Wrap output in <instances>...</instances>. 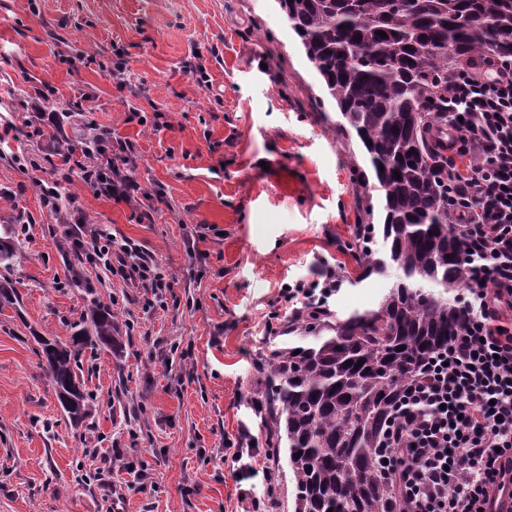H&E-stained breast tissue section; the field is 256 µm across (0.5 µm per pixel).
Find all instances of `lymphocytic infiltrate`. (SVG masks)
Segmentation results:
<instances>
[{"label": "lymphocytic infiltrate", "mask_w": 512, "mask_h": 512, "mask_svg": "<svg viewBox=\"0 0 512 512\" xmlns=\"http://www.w3.org/2000/svg\"><path fill=\"white\" fill-rule=\"evenodd\" d=\"M95 194L128 197L135 185L117 161L85 171ZM451 224L466 255L465 323L407 384L389 428L383 477L402 492L401 512H481L512 481V70L488 64L452 80L448 91ZM76 247L95 265L151 294L164 276L134 242L79 229ZM343 284L328 267L286 301L326 309Z\"/></svg>", "instance_id": "lymphocytic-infiltrate-1"}]
</instances>
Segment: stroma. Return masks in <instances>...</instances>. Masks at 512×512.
I'll use <instances>...</instances> for the list:
<instances>
[{
    "instance_id": "obj_1",
    "label": "stroma",
    "mask_w": 512,
    "mask_h": 512,
    "mask_svg": "<svg viewBox=\"0 0 512 512\" xmlns=\"http://www.w3.org/2000/svg\"><path fill=\"white\" fill-rule=\"evenodd\" d=\"M38 4L0 0V225H24L0 267L19 295L0 305V512H101L103 486L79 475L104 465L123 488L114 512H237L263 498L235 457L252 443L251 465L268 464L258 405L272 350L296 339L281 288L335 267L347 282L332 317L377 309L399 270L350 284L341 247L366 205L382 223V199L355 184L361 147L276 0ZM101 131L94 164L128 147L122 171L141 195H96L82 153L60 155ZM43 183L66 188L62 212L43 205ZM79 222L138 245L170 282L162 299L89 263L69 237ZM97 301L122 344L79 355L91 399L75 424L32 335L68 341Z\"/></svg>"
}]
</instances>
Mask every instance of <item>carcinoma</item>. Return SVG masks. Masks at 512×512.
<instances>
[{
    "instance_id": "obj_1",
    "label": "carcinoma",
    "mask_w": 512,
    "mask_h": 512,
    "mask_svg": "<svg viewBox=\"0 0 512 512\" xmlns=\"http://www.w3.org/2000/svg\"><path fill=\"white\" fill-rule=\"evenodd\" d=\"M277 2L362 146L368 169L354 168L357 184L383 199V223L360 224L350 250L359 279L390 265L402 275L376 310L333 326L315 310L295 318L300 342L270 355L272 447L288 450L293 512H396L399 492L378 469L383 432L412 371L464 321L454 296L467 287L463 248L448 224L441 141L448 78L485 59L512 58V0ZM378 235L382 257L370 247ZM15 250L11 237H0V266H11ZM34 339L61 408L84 420L88 393L74 363L87 349L120 343L112 306L96 303L90 325L65 343Z\"/></svg>"
}]
</instances>
